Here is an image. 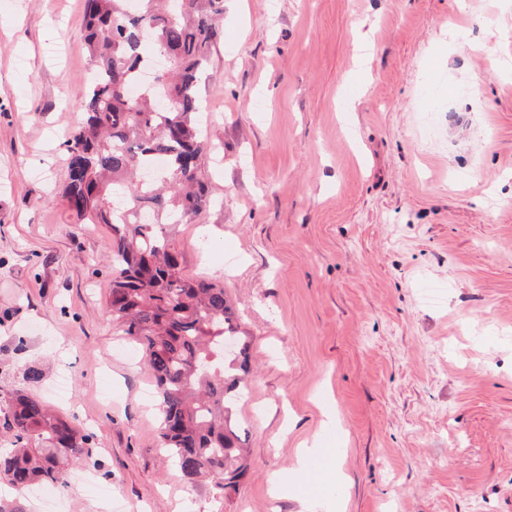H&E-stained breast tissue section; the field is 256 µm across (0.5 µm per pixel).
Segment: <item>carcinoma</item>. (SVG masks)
<instances>
[{"label": "carcinoma", "instance_id": "cac0c4a2", "mask_svg": "<svg viewBox=\"0 0 512 512\" xmlns=\"http://www.w3.org/2000/svg\"><path fill=\"white\" fill-rule=\"evenodd\" d=\"M223 16L224 0H85L91 72L64 144L61 197L79 223L112 229L110 314L145 352L161 446L185 479L208 477L226 494L248 471L233 405L247 388L250 343L224 287L187 279L163 231L210 200L199 81ZM158 56L174 69L158 90L139 85ZM157 160L165 169L142 177ZM0 413L12 445L0 454V477L15 491L0 496V512H29L25 492L67 487L72 465L91 454V435L22 390Z\"/></svg>", "mask_w": 512, "mask_h": 512}]
</instances>
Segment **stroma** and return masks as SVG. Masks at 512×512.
<instances>
[{
  "label": "stroma",
  "instance_id": "obj_1",
  "mask_svg": "<svg viewBox=\"0 0 512 512\" xmlns=\"http://www.w3.org/2000/svg\"><path fill=\"white\" fill-rule=\"evenodd\" d=\"M83 14L0 0V391L93 435L30 512H512V0H224L199 86L213 201L164 227L253 340L250 470L223 496L160 448L109 314L112 233L59 197Z\"/></svg>",
  "mask_w": 512,
  "mask_h": 512
}]
</instances>
